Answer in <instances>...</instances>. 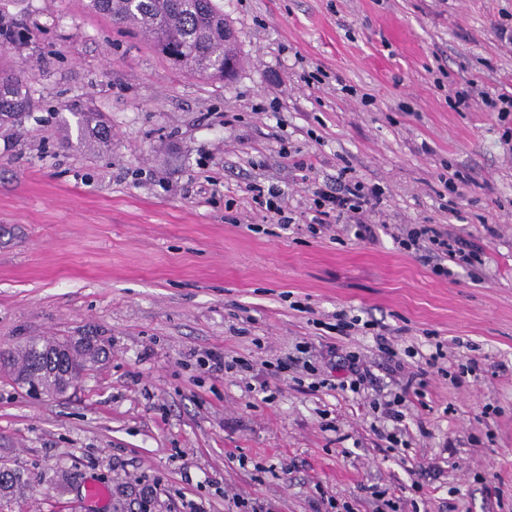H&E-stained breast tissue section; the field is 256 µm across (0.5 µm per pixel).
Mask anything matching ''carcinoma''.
<instances>
[{
  "instance_id": "cac0c4a2",
  "label": "carcinoma",
  "mask_w": 512,
  "mask_h": 512,
  "mask_svg": "<svg viewBox=\"0 0 512 512\" xmlns=\"http://www.w3.org/2000/svg\"><path fill=\"white\" fill-rule=\"evenodd\" d=\"M95 14L144 36L161 57L208 79L224 78V60L237 59L234 39L224 37V11L216 0H88ZM34 33L0 8V50L32 46ZM34 98L24 72L0 68V118L20 121L32 112ZM102 346L69 345L60 340L32 338L7 354L14 381L29 392H64V375L80 378L98 363ZM32 486L23 473L0 466V500Z\"/></svg>"
}]
</instances>
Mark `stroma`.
Wrapping results in <instances>:
<instances>
[{
    "label": "stroma",
    "instance_id": "1",
    "mask_svg": "<svg viewBox=\"0 0 512 512\" xmlns=\"http://www.w3.org/2000/svg\"><path fill=\"white\" fill-rule=\"evenodd\" d=\"M85 3L0 0L37 35L20 60L35 107L0 121V344L108 348L60 398L0 374V465L37 479L0 512H139L143 481L155 512H313L329 497L352 512H512V117L448 100L471 80L512 92V47L493 30L512 0H219L240 60L222 81ZM86 114L110 140L80 132ZM345 166L383 192L375 243L308 229L312 184ZM456 171L470 182L452 204ZM252 182L284 193L287 225L263 222ZM424 222L483 249L478 277L437 275L388 232ZM339 309L399 352L451 346L406 412V450L376 447L367 398L253 389L263 361L332 342L396 391L371 333L326 329ZM209 350L248 366L203 372ZM470 359L478 371L460 374ZM434 460L442 474L415 488L411 468ZM93 481L108 501L85 499Z\"/></svg>",
    "mask_w": 512,
    "mask_h": 512
}]
</instances>
